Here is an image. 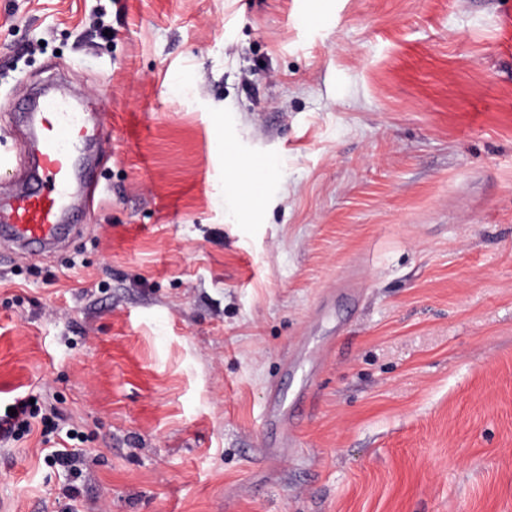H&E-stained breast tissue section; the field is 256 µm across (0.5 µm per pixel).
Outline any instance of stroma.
<instances>
[{"instance_id":"stroma-1","label":"stroma","mask_w":512,"mask_h":512,"mask_svg":"<svg viewBox=\"0 0 512 512\" xmlns=\"http://www.w3.org/2000/svg\"><path fill=\"white\" fill-rule=\"evenodd\" d=\"M58 74L104 157L0 244V410L61 417L0 512H512V0H0V155ZM270 416L274 419V422L278 421L281 424L279 427L280 442L286 440V445L288 446V442L293 439V428L288 424V410H285L279 393H274L271 397Z\"/></svg>"}]
</instances>
